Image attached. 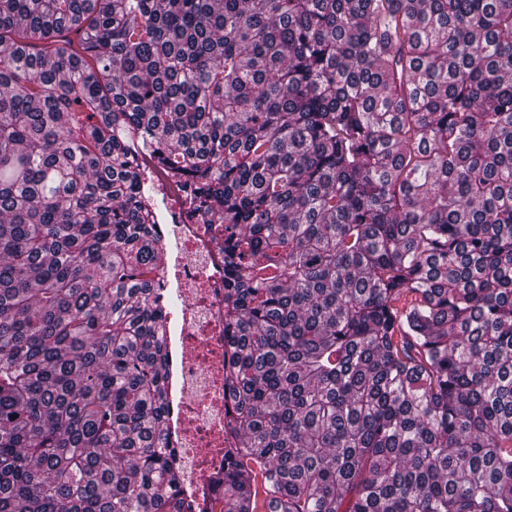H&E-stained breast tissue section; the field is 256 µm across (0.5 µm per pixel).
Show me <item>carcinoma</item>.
<instances>
[{
	"mask_svg": "<svg viewBox=\"0 0 512 512\" xmlns=\"http://www.w3.org/2000/svg\"><path fill=\"white\" fill-rule=\"evenodd\" d=\"M0 47V512H512V0H0ZM137 144L224 261L199 499Z\"/></svg>",
	"mask_w": 512,
	"mask_h": 512,
	"instance_id": "obj_1",
	"label": "carcinoma"
}]
</instances>
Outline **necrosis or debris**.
<instances>
[{
	"mask_svg": "<svg viewBox=\"0 0 512 512\" xmlns=\"http://www.w3.org/2000/svg\"><path fill=\"white\" fill-rule=\"evenodd\" d=\"M135 154L160 188L155 219L160 244L174 261L173 270L158 271L155 280L182 301L165 336L177 406L172 435L184 464L185 494H206L212 473L224 465V266L203 227L182 214L185 186L169 178L149 149L136 147Z\"/></svg>",
	"mask_w": 512,
	"mask_h": 512,
	"instance_id": "1",
	"label": "necrosis or debris"
}]
</instances>
